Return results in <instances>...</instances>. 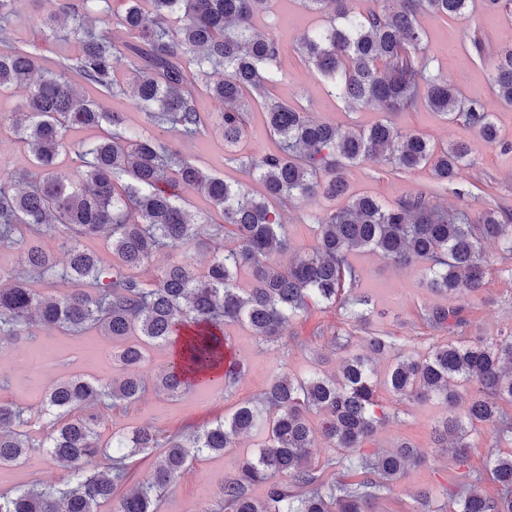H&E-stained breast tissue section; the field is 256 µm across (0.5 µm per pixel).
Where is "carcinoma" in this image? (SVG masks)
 Masks as SVG:
<instances>
[{"mask_svg":"<svg viewBox=\"0 0 512 512\" xmlns=\"http://www.w3.org/2000/svg\"><path fill=\"white\" fill-rule=\"evenodd\" d=\"M27 2L0 0V98L28 88L21 108L0 113V126L9 124L27 144L32 162L29 171L0 173V249L19 247L23 259L19 271L0 273V344L28 335L34 321L69 334L94 329L119 343L112 357L125 374L107 382L73 376L48 388L42 411L49 434L42 448L68 473L53 487L0 492V512H98L105 501L112 502V512H158L165 490L194 460L236 447L258 424L267 428L264 443L221 483L215 504L204 512H369L390 482L423 461L407 446L343 454L363 447L386 418L376 414L372 362L393 348L389 336L369 337L367 351L346 357L335 374L298 379L278 372L256 402L240 404L201 430L163 435L136 427L104 442L97 408L129 405L144 396L137 370L149 345L175 353L155 385L178 396L215 371L222 373L226 390L238 382L239 372H224L229 323L247 325L275 347L283 345L287 323L314 307L337 305L366 323L371 298L350 295L358 275L349 256L356 250H378L399 265L430 261L427 286L446 294L448 306L424 320L436 329L462 325L461 299L483 286L488 271L485 243L501 242L503 254L512 259V221L493 206L474 219L461 210H441L423 194L390 205L371 194L352 195L344 171L367 160L396 174L427 166L438 184L448 185L471 163L469 148L438 146L387 121L342 129L271 97L280 46L254 25L267 0H151V17L143 14L140 0H126L115 18V34L85 25L84 14L96 0H71L67 10L78 30V50L46 75L35 50L11 36L9 22ZM354 2L304 0L307 8L331 18L325 29L302 40L299 54L330 81L337 98L351 107L395 111L423 104L450 122L470 126L487 144H498L493 114L476 100L464 103L452 84L427 71L422 52L425 32L417 15L428 11L460 18L471 0H390L383 8L364 9ZM174 15L181 21L177 28L167 25ZM217 70L224 77L207 88L224 111L214 117L196 108L194 89ZM71 72L83 79L89 95L73 88ZM491 85L512 105V47L497 55ZM126 94L150 124L169 126L188 140L218 123L225 161L256 177L264 195L255 197L242 184L131 128L125 113L107 110L95 99ZM255 104L278 138L274 152H240L248 108ZM82 127L95 128L98 135L66 142L69 130ZM63 151L75 154L78 176L60 168ZM189 190L203 194L212 212L190 211ZM310 196L346 203L317 219L311 252L285 267L273 263V252L290 248L281 211ZM104 231L109 259L83 244ZM48 233L61 235L67 246L63 270L42 245ZM191 249L208 255L203 269L187 256ZM163 253L168 262L154 279H143L141 267ZM242 270L251 274L247 288L238 285ZM57 278L77 288L46 297L30 287ZM469 383L477 394L465 413L447 415L436 428L438 447L454 448L461 463L474 424L512 434V418L499 406L512 403V335L435 345L424 357L397 361L387 377L397 397L431 396L450 408ZM313 411L323 416L320 435L331 449L320 467L311 461L308 413ZM25 424L23 410L0 405L1 467L34 451L21 431ZM155 448L164 452L151 475L127 489L136 457ZM336 467L354 479L324 481L322 469ZM491 474L497 495L473 489L455 495L454 512H512V454L495 456ZM282 475L288 482L277 480ZM256 485L266 486L262 500L251 494Z\"/></svg>","mask_w":512,"mask_h":512,"instance_id":"obj_1","label":"carcinoma"}]
</instances>
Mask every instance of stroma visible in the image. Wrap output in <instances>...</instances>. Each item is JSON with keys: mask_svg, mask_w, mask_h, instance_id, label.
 <instances>
[{"mask_svg": "<svg viewBox=\"0 0 512 512\" xmlns=\"http://www.w3.org/2000/svg\"><path fill=\"white\" fill-rule=\"evenodd\" d=\"M62 7V0H30L28 14H59V35L46 36L27 17H18L12 22L14 39L35 46L50 63L75 53L77 36L72 20L62 16ZM325 20L324 14L308 10L303 0H268L266 9L257 17V26L276 39L281 48L279 80L271 88L276 99L310 113L313 119L341 128L368 127L387 118L399 129L423 133L441 145L466 143L473 159L471 166L460 171L455 187L447 189L437 187L426 167L395 176L388 167L362 162L345 172L351 193L367 192L388 203L423 193L434 205L463 208L474 216L495 203L512 212V106L501 102L489 83L497 52L512 45V21L491 11L485 0H472L463 18L428 13L418 18L426 34L425 54L430 71L448 79L462 94L479 100L494 113L502 142L491 147L473 129L449 123L423 106L389 115L371 107L347 108L332 93L325 78L304 63L298 52L300 41L324 26ZM476 31L482 33L486 44L481 58L470 42ZM99 102L104 108L126 112L131 125L159 137L198 165L223 174L228 181H244L248 191L261 193L259 182L244 179L238 169L226 165L224 135L219 125L210 126L205 137L191 142L174 129L148 124L129 97L103 96ZM327 207L325 200L314 198L292 205L285 212L283 223L291 254L311 250L316 239L314 221ZM485 250L491 260L485 283L463 299L464 322L450 331L436 332L420 321L422 310L448 303L443 295L426 288L424 263L399 267L381 252L363 251L352 253L350 261L358 272L356 292L367 294L372 300L374 315L370 324L357 326L336 307L316 308L293 321V335L286 348L278 351L262 343L248 327L228 325L234 352L246 366L231 391L203 385L171 397L156 390V375L169 362L170 350L151 348L139 370L147 387L145 395L127 408L101 407V437L106 440L113 432L134 427L152 426L163 431L201 427L261 395L277 368H284L295 377L306 376L315 369L328 374L337 371L344 354L334 346L333 334L351 336L352 347L358 351L365 349L369 337L389 336L395 343L394 351L375 362L379 381L376 398L388 420L364 449H391L406 443L418 448L425 460L409 467L383 498L372 503L371 512H452V493L472 485L486 494H496V484L486 476L488 461L492 453L512 450L511 435L500 436L486 425H476L468 437V457L464 464H457L454 454L440 451L434 442V428L446 416L445 407L433 398L396 397L383 383L397 356L423 355L432 346L451 341L490 340L512 334V262L502 260L498 244H487ZM291 254L281 255L280 263L289 262ZM29 332L28 339L0 346V404L23 410L28 420L25 431L38 444L47 434L40 407L50 383L79 374L108 381L120 376L121 369L112 360V340L97 332L70 336L36 323L30 325ZM262 439L263 430L258 427L241 437L232 451L194 461L167 489L159 512H206L214 504L224 478L235 473L240 460L250 455ZM64 474L61 464L35 453L24 463L0 469V491L23 489L34 483L51 485ZM476 474L481 477L477 483L472 480ZM424 490L429 493L425 500L420 497Z\"/></svg>", "mask_w": 512, "mask_h": 512, "instance_id": "1", "label": "stroma"}]
</instances>
